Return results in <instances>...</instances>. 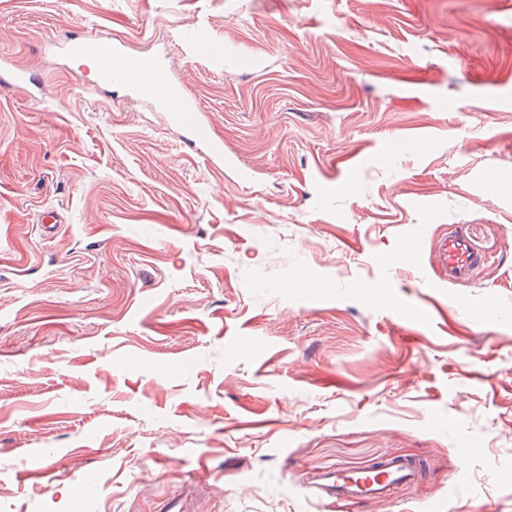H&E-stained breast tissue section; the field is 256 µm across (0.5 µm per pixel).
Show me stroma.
<instances>
[{
  "instance_id": "35a3bbf8",
  "label": "stroma",
  "mask_w": 512,
  "mask_h": 512,
  "mask_svg": "<svg viewBox=\"0 0 512 512\" xmlns=\"http://www.w3.org/2000/svg\"><path fill=\"white\" fill-rule=\"evenodd\" d=\"M1 56L33 82H0V512H512V0H0ZM390 456L425 477L316 497ZM69 52L78 57L93 56L101 60L104 63L99 77L102 84H112L130 71L142 73L145 76L143 79L128 85L130 101L155 104L171 112L194 144L210 143V125L201 118L193 96L183 83L172 79L153 56L133 55L119 43L94 39L75 41L69 46ZM473 242L466 224L450 225L448 235L439 241L437 256L448 283H469L475 272L486 264V253Z\"/></svg>"
}]
</instances>
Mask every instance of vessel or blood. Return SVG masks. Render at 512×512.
<instances>
[{"instance_id": "b4317fda", "label": "vessel or blood", "mask_w": 512, "mask_h": 512, "mask_svg": "<svg viewBox=\"0 0 512 512\" xmlns=\"http://www.w3.org/2000/svg\"><path fill=\"white\" fill-rule=\"evenodd\" d=\"M77 56H93L103 63L100 81L109 84L128 72L137 71L141 80L129 86L128 97L136 103H151L170 112L174 120L185 129L194 143L204 145L211 141V128L199 113L193 96L183 83L172 79L156 58L149 55H133L121 44L105 43L94 39L75 41L69 47ZM437 256L442 273L449 282H471L475 272L487 261L485 252L476 247L465 225L449 227L447 236L438 243ZM382 479H354L340 475L326 477L321 485V495L336 499L344 495L380 498L397 485L419 480L422 467L418 460L406 457H390L381 461Z\"/></svg>"}]
</instances>
